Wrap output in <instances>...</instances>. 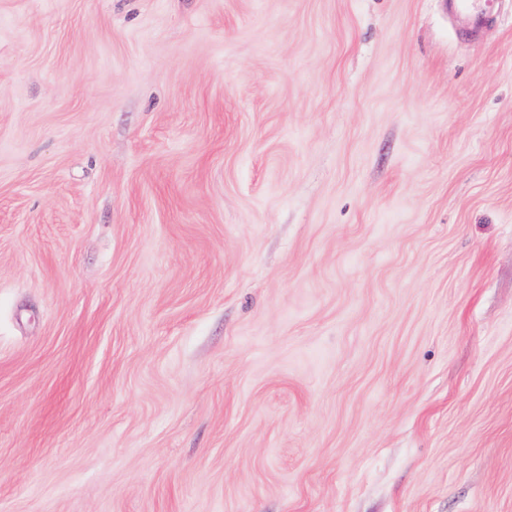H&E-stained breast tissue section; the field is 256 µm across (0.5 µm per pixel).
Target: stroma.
Segmentation results:
<instances>
[{
    "instance_id": "1",
    "label": "stroma",
    "mask_w": 512,
    "mask_h": 512,
    "mask_svg": "<svg viewBox=\"0 0 512 512\" xmlns=\"http://www.w3.org/2000/svg\"><path fill=\"white\" fill-rule=\"evenodd\" d=\"M0 512H512V2L0 0ZM492 0H445L448 15L469 33L479 34L492 20Z\"/></svg>"
}]
</instances>
